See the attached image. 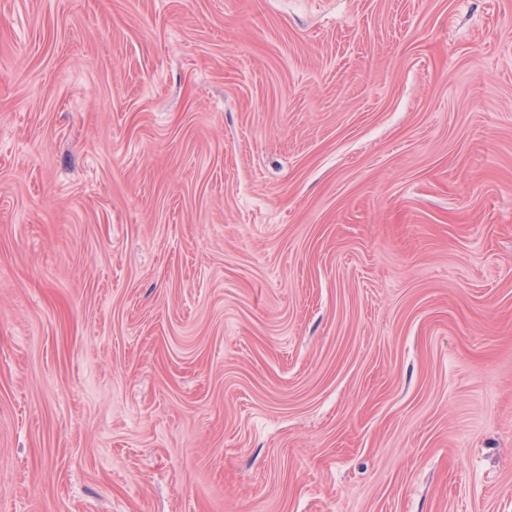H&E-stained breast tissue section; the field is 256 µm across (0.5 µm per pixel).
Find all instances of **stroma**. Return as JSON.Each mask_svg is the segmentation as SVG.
Returning <instances> with one entry per match:
<instances>
[{
  "label": "stroma",
  "instance_id": "1",
  "mask_svg": "<svg viewBox=\"0 0 512 512\" xmlns=\"http://www.w3.org/2000/svg\"><path fill=\"white\" fill-rule=\"evenodd\" d=\"M0 512H512V0H0Z\"/></svg>",
  "mask_w": 512,
  "mask_h": 512
}]
</instances>
